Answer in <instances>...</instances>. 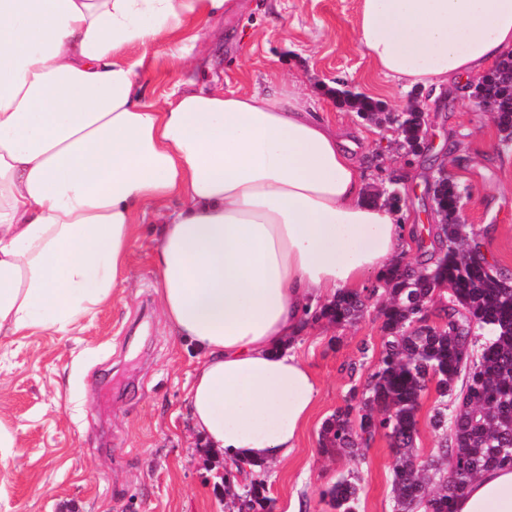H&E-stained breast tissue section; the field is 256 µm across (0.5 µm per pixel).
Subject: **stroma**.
Returning a JSON list of instances; mask_svg holds the SVG:
<instances>
[{"mask_svg": "<svg viewBox=\"0 0 512 512\" xmlns=\"http://www.w3.org/2000/svg\"><path fill=\"white\" fill-rule=\"evenodd\" d=\"M360 0H234L185 41L174 64L166 44L151 48L144 73L148 98L190 80L231 92H270L295 85L317 115L347 126L361 160L366 192L397 176L406 184L405 223L431 225L432 185L445 169L468 191L464 218L483 235L490 263L512 270V150L459 87L449 98L406 87L374 70L356 46ZM348 87L381 104L384 114L418 106L428 149H400L389 122L361 120L335 91ZM154 219L145 216L131 253L133 278L109 305L66 335H0V423L16 445L0 447V512H229L225 466L189 423L187 392L195 361L179 347L157 299L149 256ZM377 308L341 327L321 320L295 351L318 384L300 446L265 464L273 512H331L321 493L357 471L359 512H393L391 452L376 437L359 460L324 451V420L344 406L352 386L374 369L383 338Z\"/></svg>", "mask_w": 512, "mask_h": 512, "instance_id": "obj_1", "label": "stroma"}]
</instances>
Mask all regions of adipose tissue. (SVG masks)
I'll return each mask as SVG.
<instances>
[{
  "mask_svg": "<svg viewBox=\"0 0 512 512\" xmlns=\"http://www.w3.org/2000/svg\"><path fill=\"white\" fill-rule=\"evenodd\" d=\"M224 0H0V335L70 333L130 279L157 220L158 301L197 368L192 422L228 460L285 458L316 401L294 350L318 296L355 292L413 230L368 200L354 146L298 94L187 86L145 98L129 47ZM356 41L405 85L476 78L512 51V0H360ZM455 512H512V469Z\"/></svg>",
  "mask_w": 512,
  "mask_h": 512,
  "instance_id": "adipose-tissue-1",
  "label": "adipose tissue"
}]
</instances>
